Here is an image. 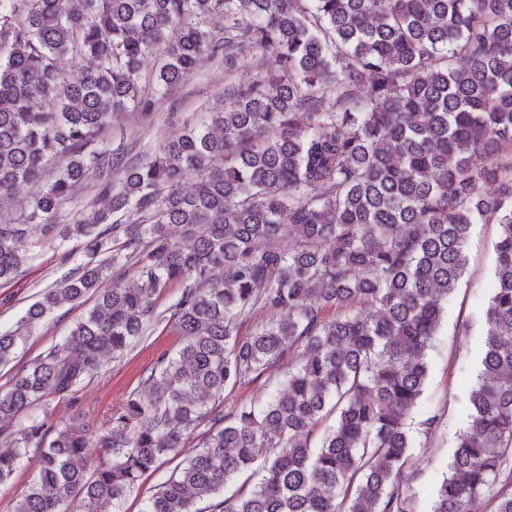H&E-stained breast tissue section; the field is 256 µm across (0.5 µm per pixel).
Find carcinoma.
Here are the masks:
<instances>
[{
  "instance_id": "1",
  "label": "carcinoma",
  "mask_w": 512,
  "mask_h": 512,
  "mask_svg": "<svg viewBox=\"0 0 512 512\" xmlns=\"http://www.w3.org/2000/svg\"><path fill=\"white\" fill-rule=\"evenodd\" d=\"M250 49L277 71L225 84L153 155L99 146L116 115L150 116L158 51L168 89ZM42 181L0 214V284L36 233L86 260L0 333L3 366L79 311L0 392V485L36 461L13 512H121L167 457L142 512H410L427 350L479 224L499 227L484 352L431 512H512V0H0V199ZM86 181L100 207L57 223ZM162 322L179 347L105 424L50 421ZM68 309L69 307L65 306L44 321L26 347L18 351L13 361L6 366H0V391L8 388L14 371L38 358L39 355L58 343L68 332L73 319L79 313L77 310L70 311Z\"/></svg>"
}]
</instances>
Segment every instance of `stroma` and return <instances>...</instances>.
Returning a JSON list of instances; mask_svg holds the SVG:
<instances>
[{
  "instance_id": "stroma-1",
  "label": "stroma",
  "mask_w": 512,
  "mask_h": 512,
  "mask_svg": "<svg viewBox=\"0 0 512 512\" xmlns=\"http://www.w3.org/2000/svg\"><path fill=\"white\" fill-rule=\"evenodd\" d=\"M154 115L142 119L133 113L114 119L104 134L110 147L125 146L129 154L152 153L157 144L180 133L185 122L201 120L206 112L224 103V61L202 60L193 75L176 90L154 96ZM497 227H476L467 250L468 271L448 299L444 318L429 351V377L421 402L414 413L422 420L432 409L443 411L444 420L424 447L416 449L419 474L409 495L413 512H430L434 493L447 470L455 433L468 412L467 403L475 383L483 342L481 314L490 295L496 255L493 243ZM30 258L14 282L0 287V332L11 330L39 295L59 281L71 265L64 254L82 262L84 254L74 239L34 238ZM75 314L61 308L41 325L13 361L0 366V391L8 388L14 371L31 363L68 332ZM179 338L169 326L157 325L118 362L108 365L106 374L90 381L79 393V410L92 425L103 424L113 408L137 388L143 372L163 352L177 348Z\"/></svg>"
}]
</instances>
